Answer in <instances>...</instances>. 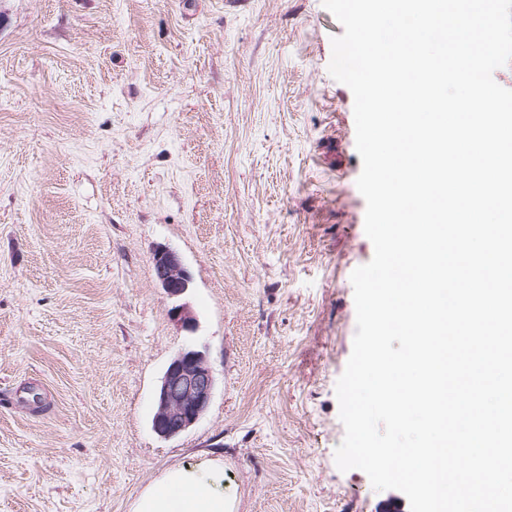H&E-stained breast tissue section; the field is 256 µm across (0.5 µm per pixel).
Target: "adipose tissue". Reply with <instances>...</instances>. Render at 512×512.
Returning a JSON list of instances; mask_svg holds the SVG:
<instances>
[{
	"label": "adipose tissue",
	"instance_id": "1",
	"mask_svg": "<svg viewBox=\"0 0 512 512\" xmlns=\"http://www.w3.org/2000/svg\"><path fill=\"white\" fill-rule=\"evenodd\" d=\"M233 506L224 492V468L212 462L168 469L140 493L131 512H233Z\"/></svg>",
	"mask_w": 512,
	"mask_h": 512
}]
</instances>
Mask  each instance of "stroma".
Returning a JSON list of instances; mask_svg holds the SVG:
<instances>
[{"instance_id": "1", "label": "stroma", "mask_w": 512, "mask_h": 512, "mask_svg": "<svg viewBox=\"0 0 512 512\" xmlns=\"http://www.w3.org/2000/svg\"><path fill=\"white\" fill-rule=\"evenodd\" d=\"M343 32L322 0H0V512H130L211 459L236 512H410L335 463L374 255ZM187 347L214 395L163 439ZM152 262L159 286L170 299L179 302L190 288V276L178 253L167 246L157 247ZM215 389V377L205 355L185 348L168 363L155 395L154 433L177 437L206 413Z\"/></svg>"}]
</instances>
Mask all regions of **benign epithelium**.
I'll return each instance as SVG.
<instances>
[{
	"instance_id": "7a95c632",
	"label": "benign epithelium",
	"mask_w": 512,
	"mask_h": 512,
	"mask_svg": "<svg viewBox=\"0 0 512 512\" xmlns=\"http://www.w3.org/2000/svg\"><path fill=\"white\" fill-rule=\"evenodd\" d=\"M156 280L165 294L177 302L176 320L188 330L195 319L180 303L190 288V276L180 256L167 247H157L152 256ZM215 389V377L205 355L195 349L179 351L168 363L155 395L152 418L154 433L164 439L177 437L193 427L206 413Z\"/></svg>"
}]
</instances>
